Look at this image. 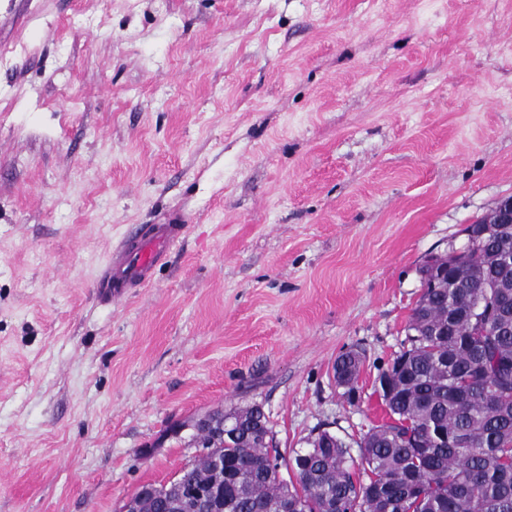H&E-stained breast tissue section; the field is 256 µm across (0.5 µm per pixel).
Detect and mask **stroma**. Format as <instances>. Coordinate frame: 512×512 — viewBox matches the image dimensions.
<instances>
[{
	"label": "stroma",
	"mask_w": 512,
	"mask_h": 512,
	"mask_svg": "<svg viewBox=\"0 0 512 512\" xmlns=\"http://www.w3.org/2000/svg\"><path fill=\"white\" fill-rule=\"evenodd\" d=\"M510 195L512 0H0V512H120L216 410L358 439ZM137 224L186 231L101 300ZM362 366V358L356 351L349 350L342 352L337 356L333 368L336 372V383L339 387L345 389L344 394L350 397L355 392L358 384ZM340 372L344 375L343 378H338L337 374Z\"/></svg>",
	"instance_id": "obj_1"
}]
</instances>
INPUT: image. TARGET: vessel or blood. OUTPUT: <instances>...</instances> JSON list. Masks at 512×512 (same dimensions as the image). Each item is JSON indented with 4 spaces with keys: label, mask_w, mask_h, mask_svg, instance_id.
<instances>
[{
    "label": "vessel or blood",
    "mask_w": 512,
    "mask_h": 512,
    "mask_svg": "<svg viewBox=\"0 0 512 512\" xmlns=\"http://www.w3.org/2000/svg\"><path fill=\"white\" fill-rule=\"evenodd\" d=\"M182 231L179 224L135 227L112 254L102 281L104 291L147 283Z\"/></svg>",
    "instance_id": "1"
}]
</instances>
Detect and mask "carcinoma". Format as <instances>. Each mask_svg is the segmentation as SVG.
<instances>
[{
    "instance_id": "cac0c4a2",
    "label": "carcinoma",
    "mask_w": 512,
    "mask_h": 512,
    "mask_svg": "<svg viewBox=\"0 0 512 512\" xmlns=\"http://www.w3.org/2000/svg\"><path fill=\"white\" fill-rule=\"evenodd\" d=\"M461 254L440 257L444 287L416 302L392 363L387 420L359 441L358 457L334 435L307 438L290 467L256 407L230 414L226 436L199 434L183 467L188 484L222 483L224 512H512V224L468 225ZM362 358L337 356V385L355 392ZM224 463L217 470L216 462ZM176 491L146 493L140 512L169 507Z\"/></svg>"
}]
</instances>
